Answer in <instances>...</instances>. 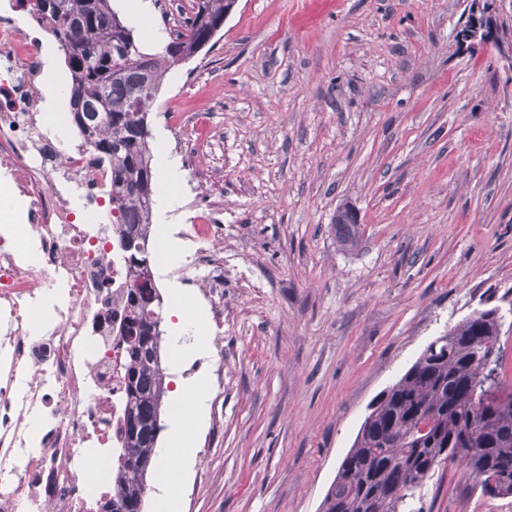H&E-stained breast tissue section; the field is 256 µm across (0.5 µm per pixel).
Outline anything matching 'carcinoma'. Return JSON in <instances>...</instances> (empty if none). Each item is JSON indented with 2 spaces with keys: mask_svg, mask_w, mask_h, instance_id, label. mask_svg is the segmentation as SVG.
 Here are the masks:
<instances>
[{
  "mask_svg": "<svg viewBox=\"0 0 512 512\" xmlns=\"http://www.w3.org/2000/svg\"><path fill=\"white\" fill-rule=\"evenodd\" d=\"M50 25L70 74V114L79 133L112 169V223L119 240L148 245L156 191L147 115L165 76L191 59L224 26L230 0H198L182 30L153 53L143 51L112 0H26ZM337 240L353 246L359 225L336 214ZM129 288L123 319L128 356L121 448L112 498L99 512H143L147 475L163 429L168 392L161 352V297L140 257L123 247ZM487 309L432 340L377 401L361 425L320 512H406L441 462L459 463L481 493L512 495V385L500 377L499 324ZM492 357L487 374L482 356ZM481 432L465 436L473 421Z\"/></svg>",
  "mask_w": 512,
  "mask_h": 512,
  "instance_id": "carcinoma-1",
  "label": "carcinoma"
}]
</instances>
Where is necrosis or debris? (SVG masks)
I'll use <instances>...</instances> for the list:
<instances>
[{
	"instance_id": "obj_1",
	"label": "necrosis or debris",
	"mask_w": 512,
	"mask_h": 512,
	"mask_svg": "<svg viewBox=\"0 0 512 512\" xmlns=\"http://www.w3.org/2000/svg\"><path fill=\"white\" fill-rule=\"evenodd\" d=\"M0 18V187L19 206L0 231V512H98L106 483L92 467L117 447L123 410L120 346L126 266L100 221L110 167L87 143L62 145L42 119L50 33L21 0ZM184 279L209 303L222 297L224 259L209 249V213ZM42 428L32 434L29 422Z\"/></svg>"
}]
</instances>
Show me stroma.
<instances>
[{"label": "stroma", "instance_id": "35a3bbf8", "mask_svg": "<svg viewBox=\"0 0 512 512\" xmlns=\"http://www.w3.org/2000/svg\"><path fill=\"white\" fill-rule=\"evenodd\" d=\"M498 43L456 48L467 0H238L173 68L148 114L153 167L178 158L182 207L154 211L148 249L172 337L178 294L162 263L192 249L223 199L224 348L175 358L169 388L208 399L178 491L147 476L144 512H319L374 399L474 311L502 317L512 380V0ZM196 147L177 153L179 118ZM217 176L199 185L196 171ZM360 214L351 248L336 212ZM414 512H512L466 469L436 468Z\"/></svg>", "mask_w": 512, "mask_h": 512}]
</instances>
